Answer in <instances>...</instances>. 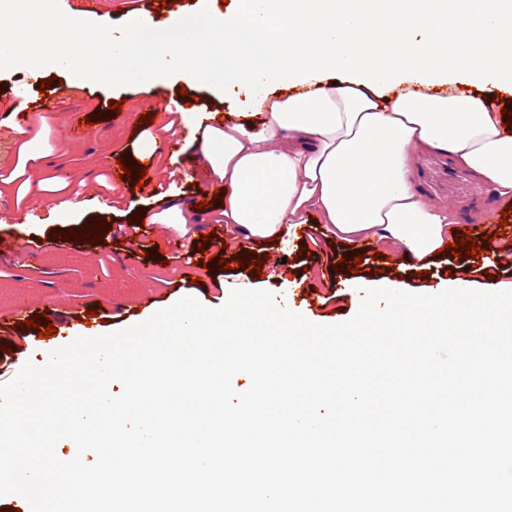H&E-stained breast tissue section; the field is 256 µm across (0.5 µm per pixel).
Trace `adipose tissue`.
Instances as JSON below:
<instances>
[{
  "label": "adipose tissue",
  "mask_w": 512,
  "mask_h": 512,
  "mask_svg": "<svg viewBox=\"0 0 512 512\" xmlns=\"http://www.w3.org/2000/svg\"><path fill=\"white\" fill-rule=\"evenodd\" d=\"M0 70L64 66L74 87L105 78L153 86L182 74L242 90L260 126L191 123L227 232L282 239L307 218L349 247L378 239L420 262L446 247L455 212L420 194L415 153L450 157L512 204V0H239L231 12L132 15L120 28L42 7L0 11ZM67 48L57 52L60 38ZM340 74V84L326 83ZM290 88L270 96L272 85Z\"/></svg>",
  "instance_id": "adipose-tissue-1"
}]
</instances>
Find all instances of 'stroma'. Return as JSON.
Wrapping results in <instances>:
<instances>
[{"label": "stroma", "mask_w": 512, "mask_h": 512, "mask_svg": "<svg viewBox=\"0 0 512 512\" xmlns=\"http://www.w3.org/2000/svg\"><path fill=\"white\" fill-rule=\"evenodd\" d=\"M68 79V71L55 64L39 71L19 70L0 73V101L26 94L39 97L42 80ZM159 90L177 109L204 115H225L235 120L259 124V114L248 110L243 95L230 92L218 95L208 86L191 82L186 76L168 77ZM122 101L120 113H109L110 103ZM95 121L90 135L75 143L65 142L70 116L67 105H55L33 120L26 144H19L8 125L0 124V238L21 236L42 245L36 253L33 270L25 284L31 300L41 302L43 311L56 321L74 312L95 310L98 334L123 329L177 302L185 296L196 298L209 308L223 305L231 289L250 286L267 290L284 306L317 324H337L352 318L360 305L358 283L377 279L402 282L415 294L434 293L448 284V274H466L471 281L493 290L512 285V263L488 251L478 258H458L442 254L419 264L404 259L396 246L379 244L377 253L364 256L358 271L337 270L338 259L348 251L331 243L322 225L310 235L292 234L282 241L260 245L257 257L263 258L262 274L237 269L205 274L198 264L215 248L195 253L186 260L174 245L178 226H169L144 244V256H130L127 246L117 245L112 234L118 225L128 224L132 211L157 213L151 192L127 185L109 197L102 183L107 174L99 165L102 157L124 158L136 162L143 149L151 146V134L168 119L165 111L155 109L149 90L130 82L104 80L91 84L74 98ZM152 116L149 124L140 123V115ZM196 150L184 147L183 155L162 156L164 174L159 181L170 196L197 204L201 201L199 178L169 180L167 170L188 165ZM56 176L62 183L59 197L70 202L71 213L50 217L49 207L38 196L39 178ZM414 186L425 196L451 204L458 225L484 218L486 224L504 223L512 235V214L503 215L488 185L447 157L418 156L413 170ZM110 227L103 244L79 243L63 239V232L95 220ZM60 239H53V232ZM307 286V300H300L298 282ZM64 335L50 342L40 341L36 332L15 337L12 353L0 352V382L10 380L26 361L45 362L51 351L71 343Z\"/></svg>", "instance_id": "35a3bbf8"}]
</instances>
